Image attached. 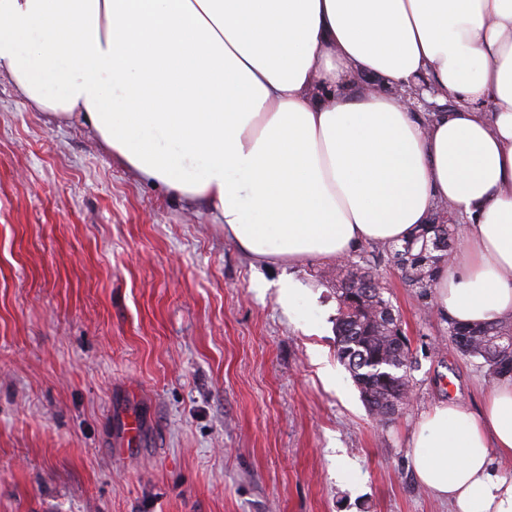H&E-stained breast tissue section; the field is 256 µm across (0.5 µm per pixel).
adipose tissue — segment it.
I'll use <instances>...</instances> for the list:
<instances>
[{"label": "adipose tissue", "mask_w": 512, "mask_h": 512, "mask_svg": "<svg viewBox=\"0 0 512 512\" xmlns=\"http://www.w3.org/2000/svg\"><path fill=\"white\" fill-rule=\"evenodd\" d=\"M1 74L259 261L399 244L449 202L440 311L512 315V0H0ZM420 79L453 110L411 111ZM409 457L453 512H512V380L435 406Z\"/></svg>", "instance_id": "1"}]
</instances>
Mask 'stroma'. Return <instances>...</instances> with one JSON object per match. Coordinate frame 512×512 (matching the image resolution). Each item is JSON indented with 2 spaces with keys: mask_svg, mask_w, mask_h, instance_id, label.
Listing matches in <instances>:
<instances>
[{
  "mask_svg": "<svg viewBox=\"0 0 512 512\" xmlns=\"http://www.w3.org/2000/svg\"><path fill=\"white\" fill-rule=\"evenodd\" d=\"M413 392L380 425L336 357L329 264H262L0 76V512H450L408 468L424 413L491 389L387 246ZM301 283L317 322L283 307ZM136 417L135 437L125 422Z\"/></svg>",
  "mask_w": 512,
  "mask_h": 512,
  "instance_id": "1",
  "label": "stroma"
}]
</instances>
